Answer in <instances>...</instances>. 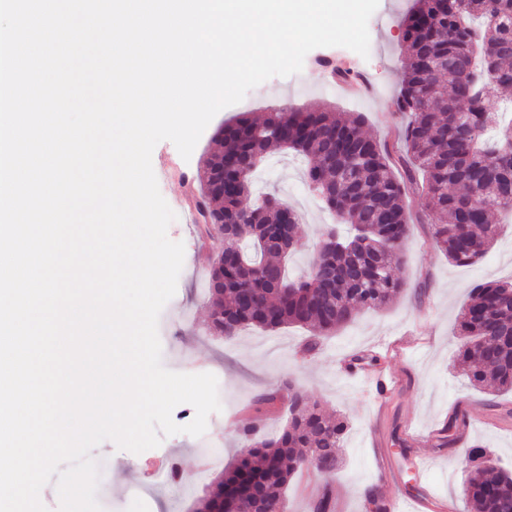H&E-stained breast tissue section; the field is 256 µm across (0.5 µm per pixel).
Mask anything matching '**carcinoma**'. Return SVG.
<instances>
[{
    "label": "carcinoma",
    "mask_w": 512,
    "mask_h": 512,
    "mask_svg": "<svg viewBox=\"0 0 512 512\" xmlns=\"http://www.w3.org/2000/svg\"><path fill=\"white\" fill-rule=\"evenodd\" d=\"M402 47L409 58L396 102L403 122L391 145L363 134L362 113L320 107L242 112L219 130L222 146L205 160L202 193L220 202L216 220L241 232L224 241L209 272L215 332L232 338L247 326L298 324L327 336L362 310L385 306L403 290L393 271L410 234L409 187L421 189L433 245L451 262L481 261L512 223V119L488 108L490 97L512 93V0H414ZM278 149L312 160L309 186L336 216L298 279L286 271L302 247L293 210L272 193L244 205L255 173ZM220 166L222 194L211 183ZM457 330L456 362L468 384L512 393V282L473 288ZM282 396L283 388L270 387L253 406L272 407ZM288 397L302 410L278 437L240 427L244 448L199 512H278L292 475L312 456L323 457L320 473L336 467L345 420L291 384ZM467 466V512H512V468L481 446L469 450Z\"/></svg>",
    "instance_id": "carcinoma-1"
}]
</instances>
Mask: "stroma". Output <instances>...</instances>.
<instances>
[{"instance_id": "obj_1", "label": "stroma", "mask_w": 512, "mask_h": 512, "mask_svg": "<svg viewBox=\"0 0 512 512\" xmlns=\"http://www.w3.org/2000/svg\"><path fill=\"white\" fill-rule=\"evenodd\" d=\"M412 0H379L368 24L370 52L360 56L344 47L310 51L300 73L273 77L250 90L239 103L220 111L200 137L190 159L175 145L159 142L152 153L158 168V186L176 219L169 239L182 242L184 264L175 295L158 321L164 366L172 371L211 373L218 379L221 411L208 418L205 434H178L141 454L118 449L106 441L91 452L106 466L97 498L103 512H196L207 486L221 476L240 451L239 416L255 417L265 437L280 434L291 412L281 399L267 413L254 414L251 401L259 391L292 383L309 403L347 422L335 470L329 476L297 474L288 485L286 512H307L309 501L330 488L334 512H367L364 492L378 487L382 501L395 490L379 486L371 455V428L381 426L389 446L400 451L413 447L430 464L422 474L434 494L463 503L469 448L479 444L493 450L503 464L512 465V393L499 396V408L488 406L483 393L467 385L456 366L457 317L470 289L487 281H512V232H503L477 264L459 266L429 244L428 224L420 192H409L405 202L415 222L406 245V260L398 270L401 294L388 306L362 311L351 323L323 337L319 350L307 353L306 329L287 327L267 332L256 327L227 339L212 332L206 283L212 259L221 253L223 237L205 231L194 198L200 191L199 172L204 159L219 149L217 132L224 120L240 112H266L284 105H328L342 112H360L363 131L377 140L389 138L397 124L393 99L408 60L402 49L401 20ZM341 62L360 73L374 87L365 98L347 95L332 73ZM307 160L290 152L273 153L255 175L256 193L279 196L298 216L297 232L303 244L292 262L293 274H302L327 233L332 216L306 179ZM403 340L400 353L385 361L388 372L402 384L385 414L360 382L340 371L345 359L363 350H377L388 337ZM458 425L450 435L442 429L450 419ZM176 468L177 479L157 478L161 465Z\"/></svg>"}]
</instances>
